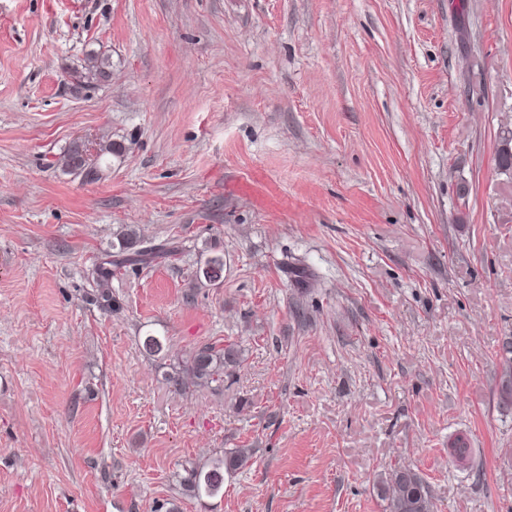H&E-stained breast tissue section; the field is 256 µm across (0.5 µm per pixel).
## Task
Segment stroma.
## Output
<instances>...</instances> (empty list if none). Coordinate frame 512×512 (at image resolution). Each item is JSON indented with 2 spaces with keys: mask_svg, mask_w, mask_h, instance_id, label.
I'll return each mask as SVG.
<instances>
[{
  "mask_svg": "<svg viewBox=\"0 0 512 512\" xmlns=\"http://www.w3.org/2000/svg\"><path fill=\"white\" fill-rule=\"evenodd\" d=\"M511 132L512 0H0V512H512ZM128 236L175 251L107 312ZM207 343L223 393L166 385ZM88 65H85L86 72L82 73L74 71L72 77L77 81H81V78H87L96 81H107L111 73V62L108 57H100L98 55H89ZM86 150L82 144L72 142L64 152V169L73 174H81L85 172V177L90 181L97 180L102 177V169L96 162H89ZM135 243L137 241H133L132 238H123L118 250L96 265L91 273L92 280L98 287V298L106 311L111 312L115 306L112 299L111 280L117 270L127 264H147L173 253V250L165 245H147L130 252V247ZM251 462V452L247 448L224 449V453L203 465H193L184 469L181 484L191 497H216L224 493V482L238 470ZM386 512H431V501L420 473L410 467H395L377 484Z\"/></svg>",
  "mask_w": 512,
  "mask_h": 512,
  "instance_id": "obj_1",
  "label": "stroma"
}]
</instances>
